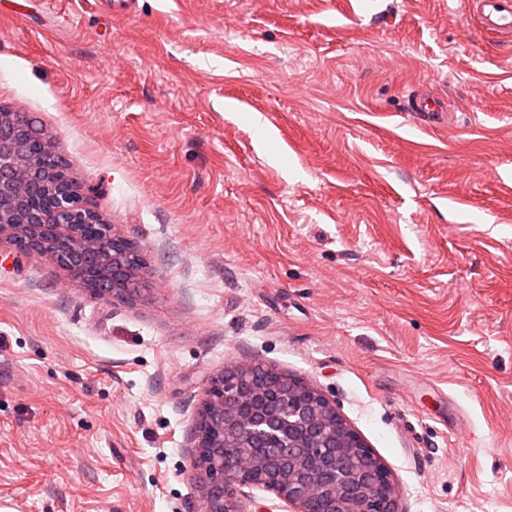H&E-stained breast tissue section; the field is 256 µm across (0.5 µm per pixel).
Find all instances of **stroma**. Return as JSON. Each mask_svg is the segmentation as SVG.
I'll list each match as a JSON object with an SVG mask.
<instances>
[{
	"mask_svg": "<svg viewBox=\"0 0 512 512\" xmlns=\"http://www.w3.org/2000/svg\"><path fill=\"white\" fill-rule=\"evenodd\" d=\"M1 106L147 269L0 243V512H204V389L257 360L399 512H512V41L464 0H0Z\"/></svg>",
	"mask_w": 512,
	"mask_h": 512,
	"instance_id": "1",
	"label": "stroma"
}]
</instances>
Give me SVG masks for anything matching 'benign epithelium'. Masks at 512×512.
<instances>
[{
    "instance_id": "obj_1",
    "label": "benign epithelium",
    "mask_w": 512,
    "mask_h": 512,
    "mask_svg": "<svg viewBox=\"0 0 512 512\" xmlns=\"http://www.w3.org/2000/svg\"><path fill=\"white\" fill-rule=\"evenodd\" d=\"M49 143L46 131L34 126L27 115L22 113L15 119L10 113H0L1 205L27 208L36 200V175ZM51 206L52 222L48 224L40 223L36 214L31 224L0 221V241L6 240L21 254L45 255L47 249H53L68 264L73 279L99 295L107 294L111 284L121 287L112 292L114 297L132 298L141 293L143 258L130 239L105 223L72 184L58 186ZM257 368L267 370L259 360L245 367H230L205 389L197 426L204 427L206 435L195 444L201 460L205 512H244L239 489L253 483L260 462L251 452L225 453L224 439L243 442L257 436L277 449L285 473L282 485L268 487L280 501V508L308 512L311 502L325 499L327 512H398L395 493L376 489L377 469L367 459L370 450L357 433L350 436L349 447L360 461L349 466L341 462L332 433L309 434L305 440L296 441L272 431L274 407L293 418L289 425L304 430L337 412L321 391L307 383L298 386V395L290 393L285 398L268 393L256 380L246 379ZM327 463L334 472L331 482L324 483L316 472Z\"/></svg>"
}]
</instances>
